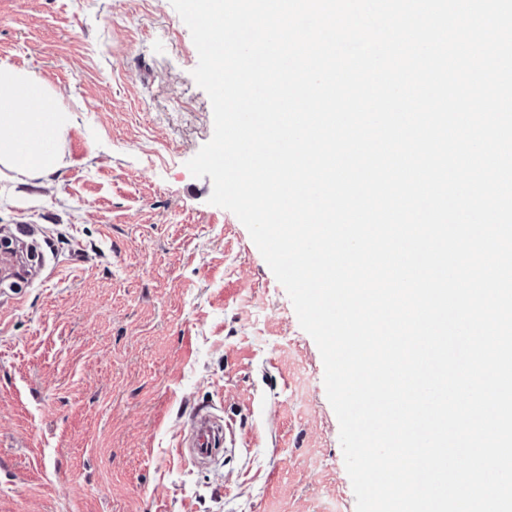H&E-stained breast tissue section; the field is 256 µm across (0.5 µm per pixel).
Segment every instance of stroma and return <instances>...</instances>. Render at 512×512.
Segmentation results:
<instances>
[{"mask_svg": "<svg viewBox=\"0 0 512 512\" xmlns=\"http://www.w3.org/2000/svg\"><path fill=\"white\" fill-rule=\"evenodd\" d=\"M0 63L72 115L41 185L0 167L45 259L0 304V512H356L320 351L186 166L214 121L171 0H0ZM212 407L236 446L196 467ZM223 418L208 409H199L192 412L189 419L187 436L180 440L179 454H187L195 464L212 461L217 456L216 447L223 445Z\"/></svg>", "mask_w": 512, "mask_h": 512, "instance_id": "obj_1", "label": "stroma"}]
</instances>
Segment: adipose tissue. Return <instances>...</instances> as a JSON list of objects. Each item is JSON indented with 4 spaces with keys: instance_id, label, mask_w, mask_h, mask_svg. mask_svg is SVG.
<instances>
[{
    "instance_id": "adipose-tissue-1",
    "label": "adipose tissue",
    "mask_w": 512,
    "mask_h": 512,
    "mask_svg": "<svg viewBox=\"0 0 512 512\" xmlns=\"http://www.w3.org/2000/svg\"><path fill=\"white\" fill-rule=\"evenodd\" d=\"M69 114L57 95L32 72L0 63V166L13 172L22 185L53 174L64 165L60 151H48L32 145L18 153L19 135L38 130L62 138Z\"/></svg>"
}]
</instances>
